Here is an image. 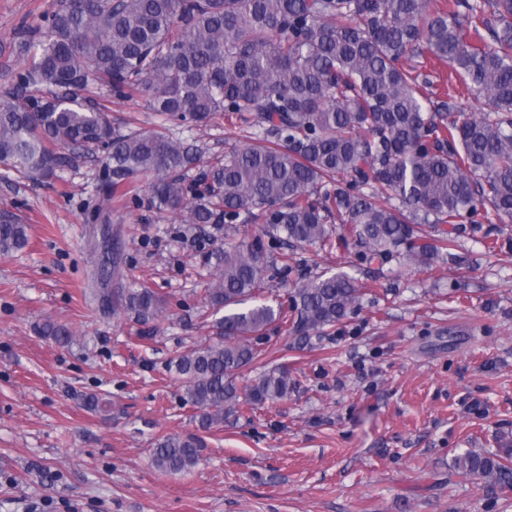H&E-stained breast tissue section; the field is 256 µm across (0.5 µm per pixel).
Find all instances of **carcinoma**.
I'll list each match as a JSON object with an SVG mask.
<instances>
[{
    "instance_id": "cac0c4a2",
    "label": "carcinoma",
    "mask_w": 512,
    "mask_h": 512,
    "mask_svg": "<svg viewBox=\"0 0 512 512\" xmlns=\"http://www.w3.org/2000/svg\"><path fill=\"white\" fill-rule=\"evenodd\" d=\"M512 0H59L18 29L27 63L0 94V164L39 181L71 153H100L103 201L146 178L148 206L190 226L258 224L270 239H228L212 253L205 305L223 313L214 340L171 359L206 431L238 412L240 373L272 325L309 339L345 319L363 295L344 271L304 277L288 303L263 293L293 272L290 252L355 250L365 264H461L464 223L493 252L512 224ZM415 58L448 66L435 84ZM488 101L468 112L453 81ZM136 95L170 121L238 119L245 144L205 163L203 148L159 126L121 133L89 97ZM341 224L333 234L331 224ZM28 244V225L0 209V255ZM117 308L147 324L163 298L120 288ZM39 334L65 347L51 320ZM284 367L256 378L246 404L288 396ZM194 435L158 439L154 465L184 473L200 460ZM455 467L512 489V463L469 451Z\"/></svg>"
}]
</instances>
